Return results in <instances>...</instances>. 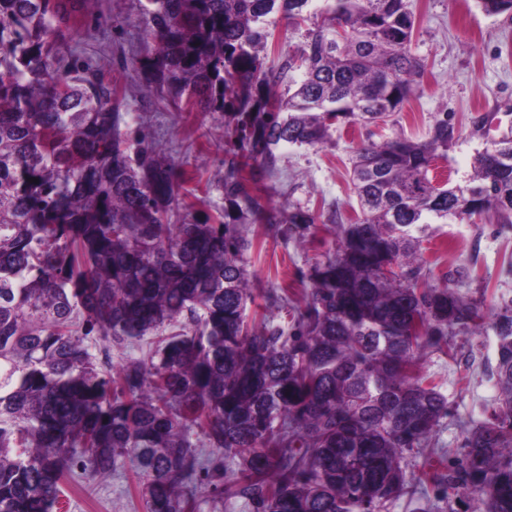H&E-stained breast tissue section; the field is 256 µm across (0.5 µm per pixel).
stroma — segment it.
I'll use <instances>...</instances> for the list:
<instances>
[{
    "label": "stroma",
    "mask_w": 512,
    "mask_h": 512,
    "mask_svg": "<svg viewBox=\"0 0 512 512\" xmlns=\"http://www.w3.org/2000/svg\"><path fill=\"white\" fill-rule=\"evenodd\" d=\"M417 18L411 49L424 60L426 73L415 97L402 112L377 125H343L319 147L282 145L274 169L255 171L251 192L280 218L279 224L251 225L245 253L253 300L247 315L256 326L291 329L290 309L304 308L315 263L336 248L337 222L356 216L357 202L349 180L357 146L402 134L425 138L436 113L445 112L460 130L447 157L437 159L438 180L459 182L470 174L477 150L512 128V12L489 16L475 0H412ZM69 48L92 57L116 80L125 98L126 120L158 143L165 156L189 180L181 197L191 217L205 219L230 203L221 185L226 161L238 143L236 122L226 112H186L162 99L161 89L146 87L140 69L151 39L139 19L138 0H101L93 17L77 23ZM486 118L485 130L475 121ZM313 212L315 224L295 229L289 212ZM430 283L440 284L457 267L467 277L455 283L466 300L491 311L500 298L512 297V224L491 218L478 224L436 225L423 243ZM288 299L270 300V293ZM448 349L425 352L416 363L420 375L433 380L448 399V414L431 439L444 456V467L459 463L465 429L490 422L498 394L494 371L497 340L489 322L466 333L449 331ZM141 479L134 468L103 478H64L66 512H145ZM478 493L457 492L430 483L411 497L395 501L390 512H481Z\"/></svg>",
    "instance_id": "1"
}]
</instances>
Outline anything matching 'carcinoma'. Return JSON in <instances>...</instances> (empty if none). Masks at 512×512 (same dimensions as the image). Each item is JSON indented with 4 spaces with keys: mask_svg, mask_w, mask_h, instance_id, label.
<instances>
[{
    "mask_svg": "<svg viewBox=\"0 0 512 512\" xmlns=\"http://www.w3.org/2000/svg\"><path fill=\"white\" fill-rule=\"evenodd\" d=\"M147 68L184 110L232 112L241 153L234 217L171 222L185 174L127 124L117 86L62 50V25L100 0H0V512H53L65 474L133 466L146 512H202L206 490L253 512H390L418 483L479 491L512 512V298L492 314L496 422L465 432L461 465L425 453L448 400L414 373L448 330L482 320L443 286L418 287L434 224L492 212L512 223V134L453 186L431 178L460 130L438 112L424 139L354 151L359 212L314 268L294 329L258 331L246 217L271 224L242 175L282 144L321 146L338 124L402 111L426 64L409 0H139ZM488 15L512 0H477ZM309 22L299 53L268 61L272 28ZM345 37L336 38L337 31ZM288 81V97L274 87ZM148 356L114 371L100 340ZM209 449L201 457L199 448ZM234 467L224 470V460Z\"/></svg>",
    "mask_w": 512,
    "mask_h": 512,
    "instance_id": "cac0c4a2",
    "label": "carcinoma"
}]
</instances>
